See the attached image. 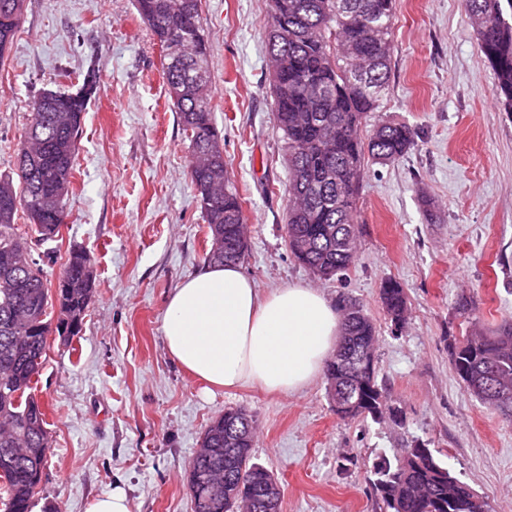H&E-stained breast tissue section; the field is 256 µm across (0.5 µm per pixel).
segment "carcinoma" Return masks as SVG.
Returning <instances> with one entry per match:
<instances>
[{"label": "carcinoma", "mask_w": 512, "mask_h": 512, "mask_svg": "<svg viewBox=\"0 0 512 512\" xmlns=\"http://www.w3.org/2000/svg\"><path fill=\"white\" fill-rule=\"evenodd\" d=\"M163 52L183 51L181 67L164 56L163 82L190 138L189 174L212 236L210 264L237 263L247 250L242 201L230 185L221 135L214 118L209 46L199 23L200 0H134ZM396 0H270L268 66L290 179L286 235L293 255L315 275L334 277L357 258L356 200L366 158L391 162L414 146L410 127L360 129L387 89L393 53ZM480 51L495 74L494 95L512 112V0H463ZM24 0H0V63L16 36ZM101 91L90 64L76 92L50 90L31 103V122L18 148L16 175H0V505L4 512H32L51 439L33 383L43 367L48 336L68 346L83 330L96 293L90 253L68 252L55 289L32 256V239L15 227L23 212L38 240L60 236L83 114ZM394 325L407 321L404 289L388 280L380 288ZM335 355L375 352L376 326L356 304L344 308ZM57 313L51 319V313ZM452 367L467 391L486 408L512 421V319L494 330L474 331L448 345ZM328 394L345 419L375 418L388 400L375 364L326 365ZM256 428L241 408H229L202 437L203 452L189 462L193 512H266L235 491L257 493L275 480L252 462ZM224 475V490L210 476ZM373 489L389 512H473L474 490L448 475L430 448L400 449L373 466Z\"/></svg>", "instance_id": "cac0c4a2"}]
</instances>
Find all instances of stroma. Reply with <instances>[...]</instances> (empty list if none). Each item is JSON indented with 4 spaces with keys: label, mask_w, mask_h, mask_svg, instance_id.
Listing matches in <instances>:
<instances>
[{
    "label": "stroma",
    "mask_w": 512,
    "mask_h": 512,
    "mask_svg": "<svg viewBox=\"0 0 512 512\" xmlns=\"http://www.w3.org/2000/svg\"><path fill=\"white\" fill-rule=\"evenodd\" d=\"M214 120L243 200L242 273L260 293L288 285L348 298L372 316L378 379L404 412L390 420L336 414L325 376L293 394L256 386L206 392L168 354V299L205 269L211 233L188 175L189 141L161 78L163 53L133 0H25L0 66V175L12 172L43 90L76 91L88 64L102 88L89 102L64 199L68 219L44 267L57 283L69 250L93 255L97 293L71 348L50 341L34 393L52 445L37 502L87 512L123 488L130 512H192L188 462L229 407L250 412L255 463L283 490L281 512H385L369 481L379 456L422 441L484 498L512 512V422L456 377L448 341L512 316V112L493 94L461 0H397L388 88L364 127L407 124L415 145L368 163L358 200V254L321 279L291 253L284 225L288 168L267 66L269 0H200ZM394 280L409 309L401 330L379 288ZM467 297L483 321L456 304Z\"/></svg>",
    "instance_id": "1"
}]
</instances>
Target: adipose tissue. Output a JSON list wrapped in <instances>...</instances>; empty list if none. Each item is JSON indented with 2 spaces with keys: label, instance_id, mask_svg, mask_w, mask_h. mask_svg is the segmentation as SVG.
<instances>
[{
  "label": "adipose tissue",
  "instance_id": "1",
  "mask_svg": "<svg viewBox=\"0 0 512 512\" xmlns=\"http://www.w3.org/2000/svg\"><path fill=\"white\" fill-rule=\"evenodd\" d=\"M162 332L169 355L211 387L294 393L321 373L341 317L316 289L294 285L262 297L237 265L216 264L171 295Z\"/></svg>",
  "mask_w": 512,
  "mask_h": 512
}]
</instances>
